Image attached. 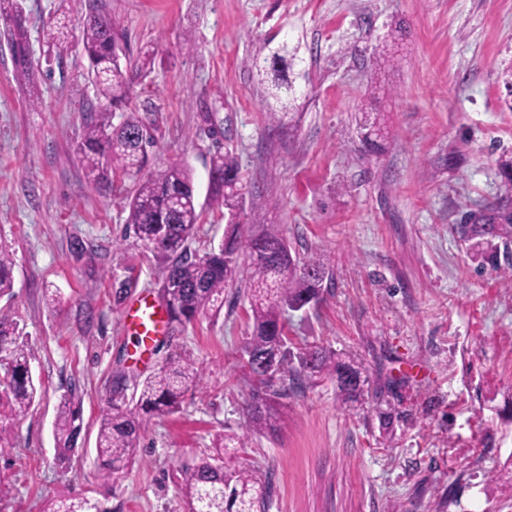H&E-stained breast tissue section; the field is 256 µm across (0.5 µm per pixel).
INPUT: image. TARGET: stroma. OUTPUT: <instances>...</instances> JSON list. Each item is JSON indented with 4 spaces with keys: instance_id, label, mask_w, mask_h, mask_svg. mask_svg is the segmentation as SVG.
I'll return each instance as SVG.
<instances>
[{
    "instance_id": "35a3bbf8",
    "label": "stroma",
    "mask_w": 512,
    "mask_h": 512,
    "mask_svg": "<svg viewBox=\"0 0 512 512\" xmlns=\"http://www.w3.org/2000/svg\"><path fill=\"white\" fill-rule=\"evenodd\" d=\"M130 58L153 67L131 109L151 130L149 168L188 164L206 195L212 155L232 151L244 193L241 235L261 224L297 255L328 260L318 302L289 313L297 347L320 345L362 372L359 402L336 383L306 385L274 435H253L237 466L268 478L269 512H512V281L473 259L457 231L503 190L512 154V0H99ZM72 0H22L29 56L41 75L31 107L0 41V242L14 257L12 297L33 348L40 400L0 424V512H42L78 495L106 512H188L182 469L212 439L238 431L253 383L244 292L218 317L175 326L136 353L114 285L157 295L163 269L124 238L134 178L88 184L76 152L96 92ZM395 63L383 46L395 27ZM192 46H185V39ZM300 62L283 90L295 118L272 123L256 66L281 42ZM382 110L391 144L363 142V113ZM84 254L74 257L75 244ZM63 300L52 306L48 290ZM188 350L205 368L180 413L157 418L120 479L97 474L96 433L113 371L142 377ZM77 391L87 429L69 465L55 458L61 397ZM391 411L383 434L379 412Z\"/></svg>"
}]
</instances>
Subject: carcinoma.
<instances>
[{"label": "carcinoma", "instance_id": "obj_1", "mask_svg": "<svg viewBox=\"0 0 512 512\" xmlns=\"http://www.w3.org/2000/svg\"><path fill=\"white\" fill-rule=\"evenodd\" d=\"M123 34L120 23L94 11L81 22V44L100 106L84 118L77 144L85 177L94 189L112 185V176L121 172L137 180L128 201L126 233L135 244L165 264L160 286L169 323H190L210 310L224 308V289L237 277L245 280L252 330L246 338L243 356L258 386L253 388L242 425L244 433L225 434L212 453L183 472L181 492L189 512H257L271 504V485L244 468L229 464V450L245 447L248 435L276 428L281 399L306 382L322 377L336 380L344 403H354L362 394L360 372L335 351L309 346L297 352L288 344L285 322L288 312L298 311L319 300L329 267L307 262L291 254L286 240L264 229L241 241L238 214L243 206L242 183L235 157L226 152L210 160L208 199L224 209L227 224L224 238L210 251L197 257L187 250V242L197 233L201 211L191 169L170 165L145 172L147 147L153 144L149 128L129 116L121 124L112 123L113 108L127 102L133 81L151 73L150 61L143 58L124 65L116 47ZM15 64L30 87L29 104L38 106L35 93L40 71L28 57L21 26L8 33ZM288 43L272 54V88L290 86ZM363 141L376 150L389 140L378 117H365ZM504 189L494 200L483 204L461 225V238L474 254L488 246L503 250L507 268L512 270V156L498 161ZM13 255L0 245V297L13 293ZM31 352L16 313L0 309V387L6 397L9 416L17 418L34 405L38 388L30 367ZM203 379L200 361L189 351L175 353L149 376L129 382L122 373L113 374L105 387L96 438L99 476L112 481L129 466L133 448L142 431L155 417L180 411L184 393L198 387ZM84 429L81 397L75 393L60 402L54 421V440L59 460L67 461L79 448ZM92 505L80 497H52L45 512H91Z\"/></svg>", "mask_w": 512, "mask_h": 512}]
</instances>
